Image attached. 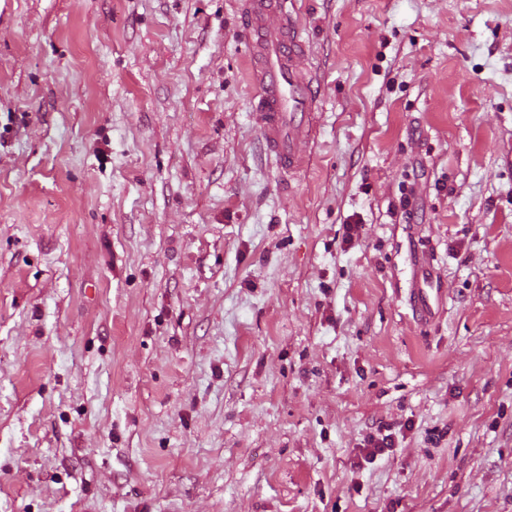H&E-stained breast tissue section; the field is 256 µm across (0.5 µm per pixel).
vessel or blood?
I'll return each instance as SVG.
<instances>
[{"mask_svg": "<svg viewBox=\"0 0 512 512\" xmlns=\"http://www.w3.org/2000/svg\"><path fill=\"white\" fill-rule=\"evenodd\" d=\"M288 0H250L249 51L258 87L254 118L282 172L300 171L307 157L299 148L315 132L316 92L303 66L305 43Z\"/></svg>", "mask_w": 512, "mask_h": 512, "instance_id": "vessel-or-blood-1", "label": "vessel or blood"}]
</instances>
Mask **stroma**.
<instances>
[{"instance_id":"stroma-1","label":"stroma","mask_w":512,"mask_h":512,"mask_svg":"<svg viewBox=\"0 0 512 512\" xmlns=\"http://www.w3.org/2000/svg\"><path fill=\"white\" fill-rule=\"evenodd\" d=\"M288 7L291 175L244 0H0V512H512V0ZM288 0H250L249 51L258 87L254 118L267 150L282 172L306 164L300 143L315 132L316 92L303 66L305 43ZM272 17L278 23H270ZM385 432H391V426L389 424H379L374 432H370L365 437L362 452L366 462L372 463L378 456L392 451L394 445L393 433L385 434Z\"/></svg>"}]
</instances>
